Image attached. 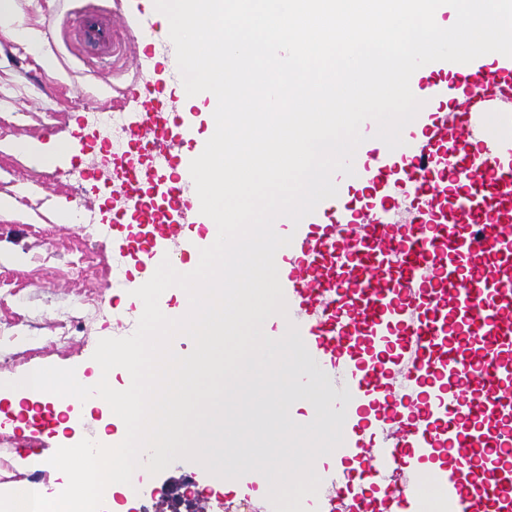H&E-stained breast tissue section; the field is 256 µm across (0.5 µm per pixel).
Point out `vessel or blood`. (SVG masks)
Returning a JSON list of instances; mask_svg holds the SVG:
<instances>
[{
	"label": "vessel or blood",
	"instance_id": "b4317fda",
	"mask_svg": "<svg viewBox=\"0 0 512 512\" xmlns=\"http://www.w3.org/2000/svg\"><path fill=\"white\" fill-rule=\"evenodd\" d=\"M76 13L78 42L111 57V10L89 0ZM410 87L423 110L402 146L365 121L337 196L299 224L280 220L293 236L275 256L287 318L320 367L318 413L343 425L336 460L362 458L385 487L356 496L320 469L321 512H410L422 461L447 512H512V58L431 62ZM194 124L178 98L148 97L127 129L131 149L176 160L164 203L148 196L152 170L125 168L114 186L129 207L112 221L130 231L133 261L154 268L203 246L208 218L186 198L181 153ZM465 448L482 452V483Z\"/></svg>",
	"mask_w": 512,
	"mask_h": 512
}]
</instances>
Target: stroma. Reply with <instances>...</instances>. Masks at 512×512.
Instances as JSON below:
<instances>
[{"label": "stroma", "instance_id": "stroma-1", "mask_svg": "<svg viewBox=\"0 0 512 512\" xmlns=\"http://www.w3.org/2000/svg\"><path fill=\"white\" fill-rule=\"evenodd\" d=\"M149 2L112 0L142 43H118L103 63L82 58L67 34L45 28L58 0H16L15 23L29 30L30 41L0 29V196L13 201L0 210V461L10 464L0 470V487L33 478L54 485V468L21 466L20 451L47 461L60 446L40 431L35 416L16 412L7 381L46 366L91 375L99 339L127 337L137 328L134 298L113 287L106 273L120 261L125 240L108 220L116 200L108 195L113 168L101 115L120 104L133 121L136 93L164 98L179 91L166 63L154 58L160 27L147 21ZM36 43L52 58V69L39 63ZM59 141L73 142L75 152L45 167L16 149L25 143L45 152ZM61 203L78 206L76 223H57Z\"/></svg>", "mask_w": 512, "mask_h": 512}]
</instances>
